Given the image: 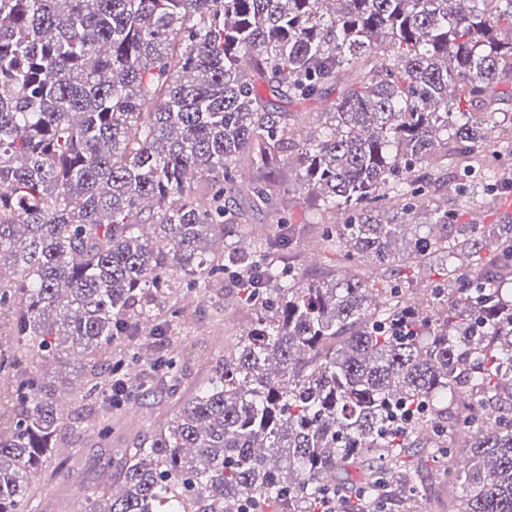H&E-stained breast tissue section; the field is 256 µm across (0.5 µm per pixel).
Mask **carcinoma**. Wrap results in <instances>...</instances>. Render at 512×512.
Here are the masks:
<instances>
[{
	"instance_id": "1",
	"label": "carcinoma",
	"mask_w": 512,
	"mask_h": 512,
	"mask_svg": "<svg viewBox=\"0 0 512 512\" xmlns=\"http://www.w3.org/2000/svg\"><path fill=\"white\" fill-rule=\"evenodd\" d=\"M352 71L307 130L273 108L320 100ZM508 78L512 0H0V375L14 378L0 512H32L31 472L68 427L28 356H83L105 438L140 388L126 343L142 327L162 344L151 367L176 376L173 277L226 275L248 283L256 322L147 445L122 450L121 490L80 512H392L419 495L407 458L424 430L460 488L448 512H512V224L453 236L435 208L401 245L405 224L381 219L432 203L430 177L400 172L438 152L457 196L476 180L512 193L486 155L512 148ZM294 180L322 202L330 251L382 266L441 251L452 287L422 312L347 270L306 281L267 261L291 249L284 217L249 248L207 253L246 211L280 212ZM463 395L454 472L443 437Z\"/></svg>"
}]
</instances>
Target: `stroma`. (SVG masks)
<instances>
[{"mask_svg": "<svg viewBox=\"0 0 512 512\" xmlns=\"http://www.w3.org/2000/svg\"><path fill=\"white\" fill-rule=\"evenodd\" d=\"M430 168L436 186L435 205L454 211L457 223L512 222L511 194L492 197L477 185L470 199L463 201L449 192V174L442 169L440 160H433ZM283 206L289 222L297 230V251L302 257L304 278L311 281L335 269L336 255L322 247L318 201L294 186L285 193ZM313 246L321 250V257L316 262L309 258V249ZM447 266V256L432 251L409 265L397 262L378 268L365 262L359 271L372 279L399 278L413 298L426 299L432 288L442 284ZM174 299L182 319L179 374L174 390L134 401L127 414L113 420L110 441L99 439L98 416L88 413L82 405L79 359L70 353L52 367L48 379L67 405L71 426L44 465L34 471L31 482L36 512H79L86 491L101 486L104 476L118 475L119 449L135 447L165 426L181 403L206 382L218 358L256 317L254 310L244 304L235 279L229 277L201 292L189 288L186 282H178L174 286Z\"/></svg>", "mask_w": 512, "mask_h": 512, "instance_id": "stroma-1", "label": "stroma"}]
</instances>
